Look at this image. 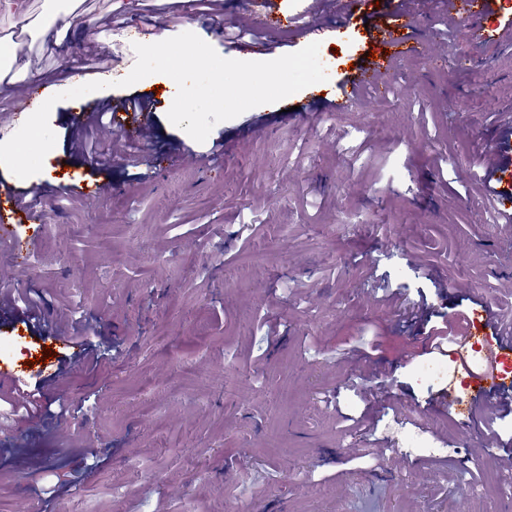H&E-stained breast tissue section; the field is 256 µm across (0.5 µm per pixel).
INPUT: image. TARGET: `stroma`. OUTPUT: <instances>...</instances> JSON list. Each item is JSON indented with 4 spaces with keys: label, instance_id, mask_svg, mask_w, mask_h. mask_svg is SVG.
I'll use <instances>...</instances> for the list:
<instances>
[{
    "label": "stroma",
    "instance_id": "1",
    "mask_svg": "<svg viewBox=\"0 0 512 512\" xmlns=\"http://www.w3.org/2000/svg\"><path fill=\"white\" fill-rule=\"evenodd\" d=\"M86 2L237 56L216 23L234 24L243 0H224L220 20L180 16L168 0ZM492 2L486 23L503 31L485 46L438 0L424 5L419 53L385 94L364 91L346 112L262 105L199 143L168 120L177 87L163 74L53 106L44 167L60 179L40 198L44 222L17 231L35 255L66 263L0 256V290L40 292L55 336L0 327V369L25 366L27 388L73 412L58 421L0 407V512H512V486L492 464L500 446L439 407L442 381L414 377L433 359L429 324L473 318L483 299L512 319V223L499 222L478 166L512 116V9ZM389 10L363 0L345 23L321 0L329 88L382 51ZM143 94L155 100L152 146L178 149L168 169L118 159L85 170L100 197L69 192L73 114ZM402 302L424 305L426 322L402 323ZM79 340L96 345L95 370L71 361ZM374 387L443 428L450 454L392 448L382 464L361 460L366 435L343 428L325 399L385 441L393 411L355 394ZM88 443L106 461L45 505L42 477L70 473L71 452ZM467 473L482 486L463 499Z\"/></svg>",
    "mask_w": 512,
    "mask_h": 512
}]
</instances>
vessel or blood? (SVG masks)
<instances>
[{
  "mask_svg": "<svg viewBox=\"0 0 512 512\" xmlns=\"http://www.w3.org/2000/svg\"><path fill=\"white\" fill-rule=\"evenodd\" d=\"M416 0H394L390 10L395 23L381 29L382 40L388 44L403 46L405 52L416 49L417 37L415 22L417 12L414 8ZM448 15L453 19L466 21L472 40L481 45L497 39L496 29L485 27L484 16L490 12V0H448ZM248 25L260 32H269L291 23L292 18L277 8L274 0H253L252 7L246 15ZM394 66L389 57H381L368 67L351 74L339 93L322 94L321 90H313L312 103L326 105L333 111L344 112L352 109L361 90H384L386 78ZM110 115V127L120 135L124 142L142 143L149 138V119L151 105L148 100H140L139 104H131L123 99L104 106ZM485 180L493 188L492 195L498 205L499 218L502 222L512 221V156L498 158L495 165L486 167ZM40 220V212L29 201L27 195L19 192L14 186L0 184V245L6 246L9 258L17 264H29L33 252L27 241L22 240L16 227L22 223H36ZM480 325L487 332L495 335V354L512 350V327L504 325L494 305L484 303L480 306ZM0 324L5 326L24 325L26 331L37 334H49V327L43 325L36 315H22L15 311L8 302L0 303ZM472 393L467 402L456 400L450 393L439 397L440 405L463 414L466 423L476 422L482 411L489 407H497L501 411L512 410V386L496 379L489 370L471 371Z\"/></svg>",
  "mask_w": 512,
  "mask_h": 512,
  "instance_id": "vessel-or-blood-1",
  "label": "vessel or blood"
}]
</instances>
